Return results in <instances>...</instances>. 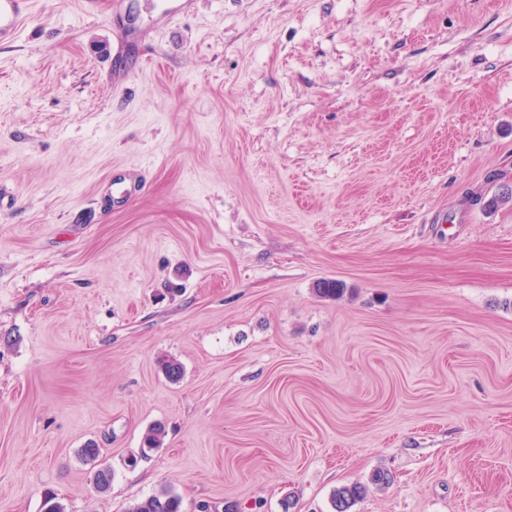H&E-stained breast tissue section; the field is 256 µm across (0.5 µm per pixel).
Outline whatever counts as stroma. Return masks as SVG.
<instances>
[{
	"label": "stroma",
	"instance_id": "obj_1",
	"mask_svg": "<svg viewBox=\"0 0 512 512\" xmlns=\"http://www.w3.org/2000/svg\"><path fill=\"white\" fill-rule=\"evenodd\" d=\"M168 2L0 43V512H512V0ZM367 492V488L359 483L347 484L337 488L332 497L334 512H350L352 506ZM180 498L169 490H161L139 502L129 512H181Z\"/></svg>",
	"mask_w": 512,
	"mask_h": 512
}]
</instances>
